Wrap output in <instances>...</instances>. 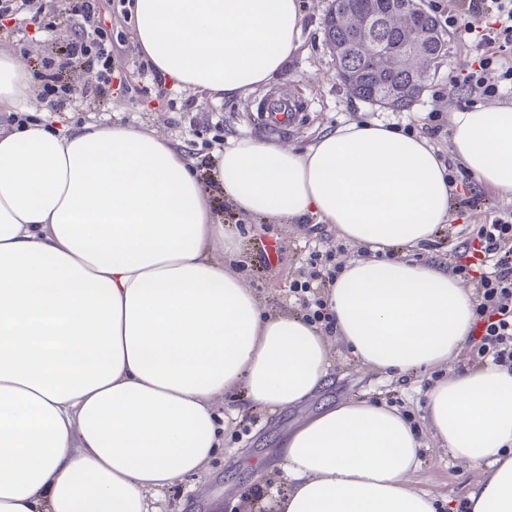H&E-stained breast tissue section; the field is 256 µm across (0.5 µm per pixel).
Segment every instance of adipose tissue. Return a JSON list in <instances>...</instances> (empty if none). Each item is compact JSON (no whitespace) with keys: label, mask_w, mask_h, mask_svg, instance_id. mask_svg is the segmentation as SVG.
<instances>
[{"label":"adipose tissue","mask_w":512,"mask_h":512,"mask_svg":"<svg viewBox=\"0 0 512 512\" xmlns=\"http://www.w3.org/2000/svg\"><path fill=\"white\" fill-rule=\"evenodd\" d=\"M136 47L168 85L236 99L298 53L303 0H132ZM0 49V512H159L224 445L218 397L301 404L329 379L317 325L264 311L236 269L238 234L180 143L133 124L63 123ZM448 156L379 121L303 149L234 138L212 178L268 222L313 217L362 248L326 299L357 361L389 376L449 367L474 298L434 262L379 259L448 223V163L512 197V103L450 115ZM222 259H215V250ZM424 417L478 470L466 512H512V367L454 372ZM422 443L396 410L348 400L280 442L275 512H436L410 487Z\"/></svg>","instance_id":"adipose-tissue-1"}]
</instances>
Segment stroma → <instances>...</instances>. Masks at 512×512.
Wrapping results in <instances>:
<instances>
[{"instance_id": "obj_1", "label": "stroma", "mask_w": 512, "mask_h": 512, "mask_svg": "<svg viewBox=\"0 0 512 512\" xmlns=\"http://www.w3.org/2000/svg\"><path fill=\"white\" fill-rule=\"evenodd\" d=\"M329 7V0H304L303 45L283 76L268 87L269 92L285 91L305 104L299 123L285 131L283 144L304 148L325 130L360 119L395 124L419 135L427 127L438 126L432 142L440 151H447L450 114L466 105L468 98L455 80L478 70L483 55L475 37L460 30L445 32L447 56L432 66L419 100L410 108L395 111L354 97L338 80L336 61L326 46L323 29ZM98 19L112 35V89L101 97L85 96V89L97 82L96 69L83 59L67 65L59 80L68 84L72 93L51 110L61 122H129L155 131L184 145L205 179L215 168L227 137L268 141L256 114L257 95L224 101L167 86L159 90L148 86L125 0H98ZM73 31L70 24L52 31L28 20L9 18L0 24V48L32 65L35 77L40 79L44 76L42 60L65 54ZM455 182L451 219L444 224L436 245H425L419 251L423 260L453 263L462 251V242L477 225L485 223L494 211L512 209V200L475 188L464 170H456ZM216 207L225 223L239 226L243 235L240 274L268 311H299L290 285L298 273L306 271L312 246L323 245L337 261L359 254L358 248L344 241L333 227L312 218L301 224L265 223L237 215L221 198ZM327 339L332 356L329 382L302 405L260 409L251 406L240 393L218 399L217 408L227 418L223 450L211 460L205 473L187 477L164 492L157 502L161 512H268L276 496L288 489L276 455L278 440L300 419L324 405L350 399L376 401L402 413L424 444L423 464L411 477L413 489L433 495L439 512H451L452 506L463 503L478 474L451 458L447 449L433 439L422 405L427 388L449 371L477 367L476 341H468L450 367L392 378L357 364L337 334H328Z\"/></svg>"}]
</instances>
